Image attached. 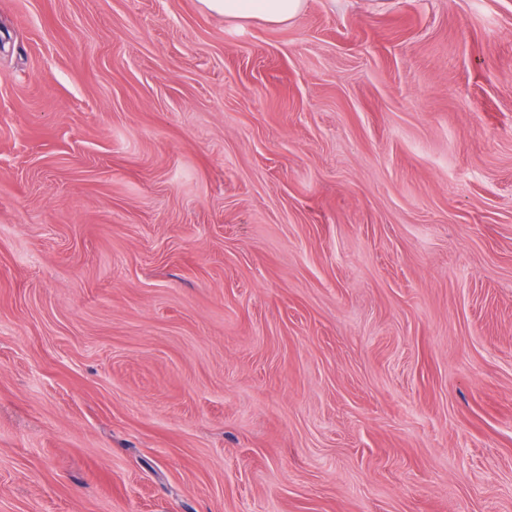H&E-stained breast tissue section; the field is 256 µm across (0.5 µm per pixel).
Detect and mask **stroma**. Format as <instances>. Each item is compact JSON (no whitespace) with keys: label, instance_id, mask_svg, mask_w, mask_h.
Here are the masks:
<instances>
[{"label":"stroma","instance_id":"stroma-1","mask_svg":"<svg viewBox=\"0 0 512 512\" xmlns=\"http://www.w3.org/2000/svg\"><path fill=\"white\" fill-rule=\"evenodd\" d=\"M0 512H512V0H0ZM201 8L229 20L260 18L277 27L297 18L306 0H199Z\"/></svg>","mask_w":512,"mask_h":512}]
</instances>
